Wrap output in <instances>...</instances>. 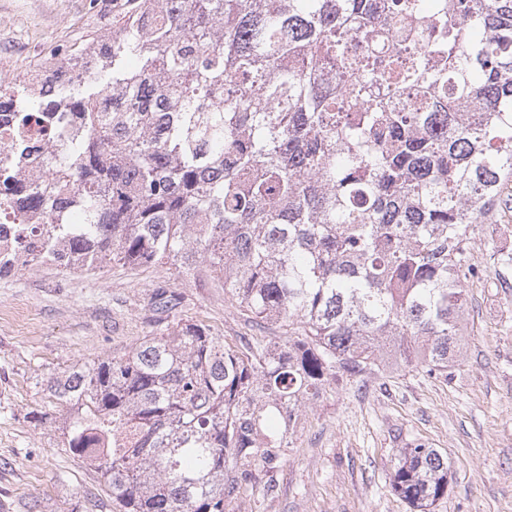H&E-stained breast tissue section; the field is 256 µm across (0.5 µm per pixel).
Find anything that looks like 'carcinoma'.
<instances>
[{"instance_id":"obj_1","label":"carcinoma","mask_w":512,"mask_h":512,"mask_svg":"<svg viewBox=\"0 0 512 512\" xmlns=\"http://www.w3.org/2000/svg\"><path fill=\"white\" fill-rule=\"evenodd\" d=\"M2 112L0 277L205 263L246 315L286 328L245 355L160 323L49 377L31 412L68 410L64 448L116 512H224L236 470L273 462L329 381L448 376L470 228L500 222L512 183V0H120L111 39L0 89ZM390 486L430 512L448 461L412 444Z\"/></svg>"}]
</instances>
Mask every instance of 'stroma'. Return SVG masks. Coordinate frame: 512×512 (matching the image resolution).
Wrapping results in <instances>:
<instances>
[{"label":"stroma","instance_id":"stroma-1","mask_svg":"<svg viewBox=\"0 0 512 512\" xmlns=\"http://www.w3.org/2000/svg\"><path fill=\"white\" fill-rule=\"evenodd\" d=\"M111 33L112 0H0V41L33 46L14 75L58 46ZM498 248L512 251L511 214L471 238L478 277L449 377L406 369L332 382L303 408L277 461L239 481L226 512H411L390 477L413 441L448 459L434 512H512V270L498 278ZM159 287L182 298L169 321L205 324L234 349L245 336L284 338L252 323L203 266L185 276L166 262L78 273L43 265L0 277V512H110L96 466L62 446L65 415L38 426L29 413L46 404L49 374L133 351L156 324Z\"/></svg>","mask_w":512,"mask_h":512}]
</instances>
